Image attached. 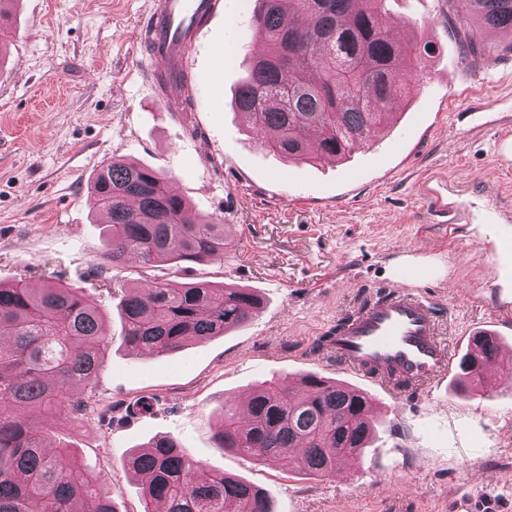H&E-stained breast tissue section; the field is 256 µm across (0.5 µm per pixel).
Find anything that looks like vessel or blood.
I'll list each match as a JSON object with an SVG mask.
<instances>
[{"label":"vessel or blood","mask_w":512,"mask_h":512,"mask_svg":"<svg viewBox=\"0 0 512 512\" xmlns=\"http://www.w3.org/2000/svg\"><path fill=\"white\" fill-rule=\"evenodd\" d=\"M223 11L224 0H154L140 43L155 99L178 108L190 104L186 53ZM326 347L338 366L383 386L396 401L445 376L452 359L436 306L415 290L362 307L327 337Z\"/></svg>","instance_id":"b4317fda"}]
</instances>
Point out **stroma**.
<instances>
[{"instance_id":"obj_1","label":"stroma","mask_w":512,"mask_h":512,"mask_svg":"<svg viewBox=\"0 0 512 512\" xmlns=\"http://www.w3.org/2000/svg\"><path fill=\"white\" fill-rule=\"evenodd\" d=\"M152 0H13L0 45V283L83 289L108 314L110 345L97 410L76 426L45 424L99 473L117 512H143L141 476L126 461L158 437L247 480L275 512H512V386L487 371L466 394L435 382L393 403L319 349L324 330L384 296L406 269L437 304L463 355L473 330L512 346V52L464 61L443 0H388L392 34L431 43L400 119L339 163L270 153L232 102L263 45L255 0L216 18L189 53L192 111L169 112L145 89L138 30ZM235 39L225 44L224 32ZM121 157L165 175L192 212L224 226L223 261L182 263L181 282L255 289L245 328L177 353L131 351L111 289L96 276L103 225L89 185ZM448 202L445 223L432 204ZM317 374L377 401L381 428L362 458L325 477L259 464L215 436L225 407L272 378Z\"/></svg>"}]
</instances>
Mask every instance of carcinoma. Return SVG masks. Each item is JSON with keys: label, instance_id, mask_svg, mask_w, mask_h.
Here are the masks:
<instances>
[{"label": "carcinoma", "instance_id": "cac0c4a2", "mask_svg": "<svg viewBox=\"0 0 512 512\" xmlns=\"http://www.w3.org/2000/svg\"><path fill=\"white\" fill-rule=\"evenodd\" d=\"M256 32L264 45L235 93L234 107L249 125L275 137L265 148L283 157L341 159L393 120L412 98L417 58L429 46L393 39L383 0H257ZM448 32L463 59L482 58L512 43L489 44L490 32H512V0H444ZM89 210L108 219L97 265L106 273L133 258L141 267L224 259V225L191 214L182 197L152 168L120 159L102 166L87 197ZM124 343L167 355L192 340L203 343L243 328L260 309L245 288H215L168 276L119 302ZM0 512H117L97 489L96 475L67 447L46 450L33 422L54 411L73 423L87 418L105 359V314L76 288L55 281L37 290L21 281L0 284ZM495 346L467 351L466 382L484 384ZM379 420L363 393L308 375L254 388L251 414L224 411L216 437L224 448L270 464L326 476L370 447ZM144 476L145 512H274L259 489L192 460L174 440L160 438L133 454Z\"/></svg>", "mask_w": 512, "mask_h": 512}]
</instances>
